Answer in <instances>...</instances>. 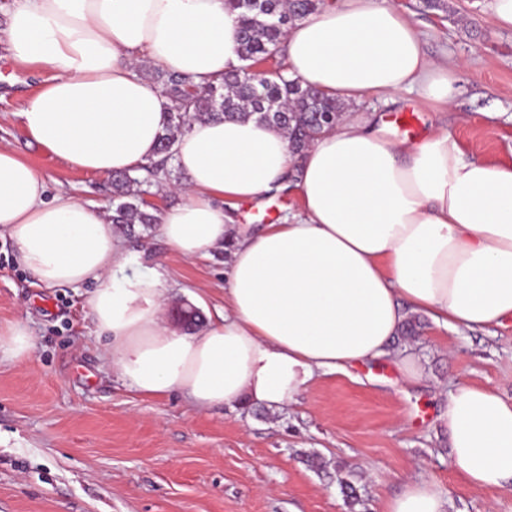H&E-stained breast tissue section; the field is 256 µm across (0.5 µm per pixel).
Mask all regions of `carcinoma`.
Wrapping results in <instances>:
<instances>
[{
    "label": "carcinoma",
    "instance_id": "cac0c4a2",
    "mask_svg": "<svg viewBox=\"0 0 512 512\" xmlns=\"http://www.w3.org/2000/svg\"><path fill=\"white\" fill-rule=\"evenodd\" d=\"M320 5L321 0H225L226 8L237 15L243 64L204 84L156 71L162 91L172 102L160 137L159 158L133 172L113 175L112 223H155V216L142 209L141 186H158L170 175L172 147L195 121L254 117L286 131L292 153L299 155L341 119L342 103L319 89L304 87L280 70L265 73L260 83L251 73L253 67L276 57L290 24L315 13Z\"/></svg>",
    "mask_w": 512,
    "mask_h": 512
}]
</instances>
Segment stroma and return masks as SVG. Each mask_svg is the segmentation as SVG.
I'll return each instance as SVG.
<instances>
[{"label": "stroma", "instance_id": "35a3bbf8", "mask_svg": "<svg viewBox=\"0 0 512 512\" xmlns=\"http://www.w3.org/2000/svg\"><path fill=\"white\" fill-rule=\"evenodd\" d=\"M494 0H394L422 35L428 57L457 70L445 112L407 94L364 111L387 119L415 110L423 130L448 128L477 161H512V30L497 29ZM14 0H0V145L83 202L112 208V178L72 169L32 143L16 114L51 70L12 60L4 28ZM123 237L126 274L164 271L170 298L224 303V253L187 260L155 224ZM91 285L44 288L0 237V325L25 321L30 358H0V512H382L410 480L437 483L448 512H512L511 489L476 491L453 471L440 420L462 381L512 398V319L451 332L423 312L405 339L422 377L403 382L389 360L316 376L279 411L258 406L199 410L182 396L139 395L103 366L88 313ZM356 489L349 504L345 484Z\"/></svg>", "mask_w": 512, "mask_h": 512}]
</instances>
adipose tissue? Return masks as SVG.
Wrapping results in <instances>:
<instances>
[{
	"label": "adipose tissue",
	"mask_w": 512,
	"mask_h": 512,
	"mask_svg": "<svg viewBox=\"0 0 512 512\" xmlns=\"http://www.w3.org/2000/svg\"><path fill=\"white\" fill-rule=\"evenodd\" d=\"M6 35L14 61L52 70L18 114L25 134L90 174L158 157L171 102L136 62L197 83L241 63L224 0H15ZM283 43L288 76L348 110L296 157L284 130L254 118L195 122L176 141L185 199L158 213L160 234L188 260L228 254L224 307L199 330L168 318L161 272L125 274L133 256L99 206L50 194L0 146V234L41 286L92 284L86 306L108 339L103 360L141 395L279 409L316 375L390 355L415 381L414 355L392 347L409 313L456 331L512 317V162L470 160L446 129L391 141L360 109L367 95L393 102L412 91L448 107L458 88L447 62L426 56L391 0H328ZM284 188L300 212L235 223L234 209ZM441 419L458 477L477 491L512 489V399L459 382ZM447 509L431 481L384 504Z\"/></svg>",
	"instance_id": "obj_1"
}]
</instances>
